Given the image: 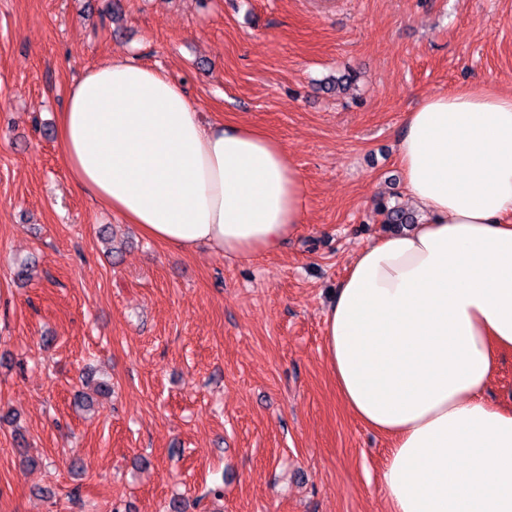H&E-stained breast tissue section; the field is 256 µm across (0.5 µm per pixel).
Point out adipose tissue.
<instances>
[{
    "instance_id": "ef3b65f1",
    "label": "adipose tissue",
    "mask_w": 512,
    "mask_h": 512,
    "mask_svg": "<svg viewBox=\"0 0 512 512\" xmlns=\"http://www.w3.org/2000/svg\"><path fill=\"white\" fill-rule=\"evenodd\" d=\"M403 125L397 157L425 217L356 255L324 317L327 367L350 413L392 440L389 512H512V408L484 397L512 349V92H437ZM57 137L83 194L176 251L249 261L304 221L281 142L204 122L135 61L88 69Z\"/></svg>"
}]
</instances>
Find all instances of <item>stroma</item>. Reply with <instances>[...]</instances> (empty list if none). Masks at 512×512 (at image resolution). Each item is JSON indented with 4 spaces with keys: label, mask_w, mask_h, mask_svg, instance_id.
<instances>
[{
    "label": "stroma",
    "mask_w": 512,
    "mask_h": 512,
    "mask_svg": "<svg viewBox=\"0 0 512 512\" xmlns=\"http://www.w3.org/2000/svg\"><path fill=\"white\" fill-rule=\"evenodd\" d=\"M115 57L279 139L297 235L183 254L76 190L51 130ZM484 81L512 90V0H0V512H388L389 442L337 395L325 311L380 203L411 204L403 114ZM88 371L114 389L89 410Z\"/></svg>",
    "instance_id": "1"
}]
</instances>
